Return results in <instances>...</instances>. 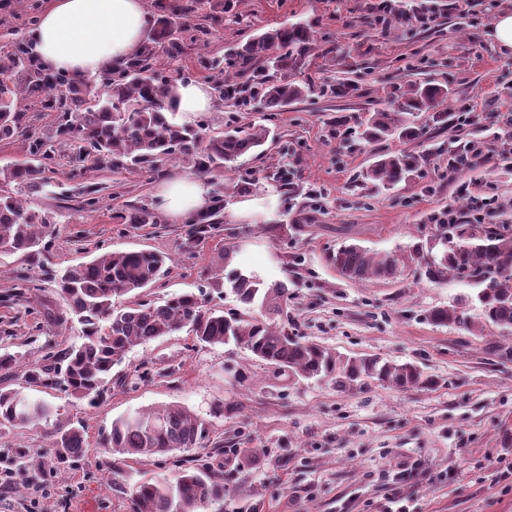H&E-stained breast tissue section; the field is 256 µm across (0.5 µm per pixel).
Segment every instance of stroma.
Listing matches in <instances>:
<instances>
[{"label":"stroma","mask_w":512,"mask_h":512,"mask_svg":"<svg viewBox=\"0 0 512 512\" xmlns=\"http://www.w3.org/2000/svg\"><path fill=\"white\" fill-rule=\"evenodd\" d=\"M381 0H234L231 14L204 18L208 44L185 42L167 68L176 82L209 81L201 58H224L240 41L297 22L308 24L316 47L298 79L322 85L349 72L358 91L347 98L314 94L278 112L260 106L239 113L243 123L274 128L278 142L246 158L240 176L287 164L300 195L285 197L259 180L272 215L254 211L224 219L219 232L192 241L188 225L140 226L116 220L117 210L159 208L160 178L189 174L182 162L160 173L87 171L70 176L73 147H64L49 184L25 201L55 216L59 231L37 258H0V353L22 364L80 343V326L49 333L47 310H65L50 274L106 251L155 250L171 258L167 274L147 291L163 301L200 291L205 305L241 311L211 277L224 265L288 286L290 332L347 355H377L412 362L436 384L399 391L369 384L346 393L328 382L294 379L233 345L202 346L180 332L133 347L112 369V386L97 406L67 394L0 376V388L50 403V417L0 432V512H130L129 489L139 480L173 476L196 459L224 477L223 502L207 512H385L389 498H404L410 512H512V482L498 473L512 465V331L486 323L475 287L451 278L428 281L408 269L395 282L363 285L343 279L329 256L344 245L375 252L407 249L434 232L428 217L458 210L462 198L479 202L485 223L512 224V54L487 36L493 19L512 0H432L428 24H382ZM48 0H0V52L28 35L24 21L41 15ZM449 82V111L469 125H429L420 145L427 159L418 177L388 192L363 191L355 176L377 155L401 150L389 140L367 144L358 132L368 113L389 108L411 77ZM104 186L97 211L60 200L59 187L78 193ZM468 184L460 195L459 184ZM235 250L225 262V247ZM462 303L474 325L466 331L438 326L428 311ZM177 403L204 419L199 447L131 462L122 474L104 446L113 420ZM84 426L81 455L55 462L57 431ZM256 449L244 459L243 449Z\"/></svg>","instance_id":"35a3bbf8"}]
</instances>
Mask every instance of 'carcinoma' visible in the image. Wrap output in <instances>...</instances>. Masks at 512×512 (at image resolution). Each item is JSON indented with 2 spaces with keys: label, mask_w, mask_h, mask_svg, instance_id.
I'll use <instances>...</instances> for the list:
<instances>
[{
  "label": "carcinoma",
  "mask_w": 512,
  "mask_h": 512,
  "mask_svg": "<svg viewBox=\"0 0 512 512\" xmlns=\"http://www.w3.org/2000/svg\"><path fill=\"white\" fill-rule=\"evenodd\" d=\"M208 35L204 25L180 26L170 8L161 5L142 44L131 58L109 66L96 77L101 94L90 98V80L42 68L31 43L12 42L0 54V140L23 137L26 158L0 168V257L20 254L34 258L45 249L46 239L57 231L54 217L26 206L10 194L14 183L28 193H40L46 185L42 174L57 150L78 145L76 160L92 163L98 171L125 169L156 173L165 162L180 159L200 175L236 172L238 161L260 156L278 134L265 125L241 127L235 121L214 135L205 124H181L173 101L177 84L157 65L183 52L184 39L196 41ZM314 42L310 27L297 23L268 29L240 44L224 60L204 62L214 72L216 97L231 107H244L249 98L267 112H277L308 97L315 88L294 76L305 65ZM336 98L357 91L350 79L326 85ZM448 83L420 79L394 93L390 109L371 112L360 131L368 144L398 139L415 143L423 128L415 118L431 113L439 127L448 124ZM26 96L42 112L56 113L46 132L33 129L25 112L14 101ZM426 155L414 150L380 154L356 175L355 181L376 191L390 190L419 172ZM255 179L227 177L217 184L212 210L188 230L191 238L206 237L221 223L224 199L252 192ZM101 188L86 185L78 193L79 208H99ZM124 224H157V213L137 207L118 215ZM170 257L152 250L115 251L66 269L54 279L56 292L67 314L82 325L81 343L51 352L25 371L27 381L60 390L99 404L112 385V368L134 346L160 336L187 330L201 344H234L258 360L299 379L332 381L346 392L358 384L376 382L400 390L433 387L436 380L411 362L398 363L378 356H349L324 344L303 341L288 333V288L271 286L255 273L240 270L228 277L231 294L247 313L224 316L207 308L195 293H183L163 301L147 300L143 293L168 270ZM330 262L345 279L362 284L394 282L406 268L424 269L426 277L441 283L452 276L477 288L476 298L485 320L512 329V225L435 224L433 243L414 245L396 252H371L345 245L330 255ZM436 325L454 324L469 329L472 323L462 307L451 305L430 310L426 316ZM51 414L44 401H29L11 390L0 389V429L26 426ZM205 422L179 404L146 409L112 422L106 447L120 461L164 456L196 447L205 437ZM53 447L64 464L84 448L83 427L56 433ZM224 500V478L202 464L178 471L172 480L141 481L130 495L131 512H202Z\"/></svg>",
  "instance_id": "carcinoma-1"
}]
</instances>
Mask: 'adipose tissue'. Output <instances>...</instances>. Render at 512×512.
I'll use <instances>...</instances> for the list:
<instances>
[{"instance_id":"adipose-tissue-1","label":"adipose tissue","mask_w":512,"mask_h":512,"mask_svg":"<svg viewBox=\"0 0 512 512\" xmlns=\"http://www.w3.org/2000/svg\"><path fill=\"white\" fill-rule=\"evenodd\" d=\"M148 17L145 0H50L30 40L45 70L93 76L132 55L143 40ZM213 100L207 83L179 84L174 103L178 121L193 123L211 109ZM159 195L167 219L174 224L189 223L213 207L210 187L197 178H169Z\"/></svg>"}]
</instances>
